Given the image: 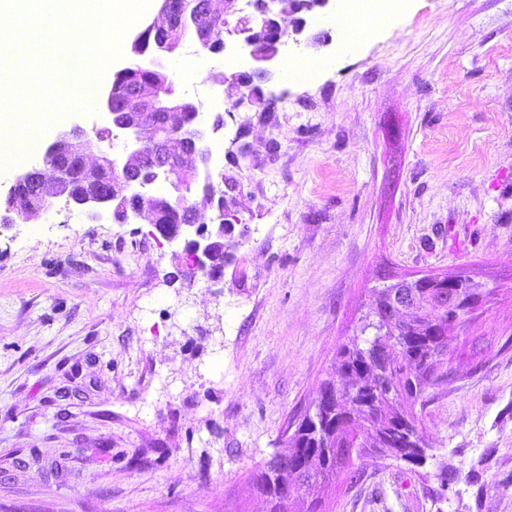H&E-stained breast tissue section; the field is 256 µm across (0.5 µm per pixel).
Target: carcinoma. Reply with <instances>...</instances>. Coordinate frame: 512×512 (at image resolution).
Listing matches in <instances>:
<instances>
[{
	"label": "carcinoma",
	"mask_w": 512,
	"mask_h": 512,
	"mask_svg": "<svg viewBox=\"0 0 512 512\" xmlns=\"http://www.w3.org/2000/svg\"><path fill=\"white\" fill-rule=\"evenodd\" d=\"M174 4L188 14V36L206 30L214 44L223 41L225 19L221 15L192 16L190 0H174ZM276 35L274 24L255 28V38L263 49L274 48ZM158 79L152 69L138 64L117 71L112 78V86L118 90L115 111L129 108L124 98L127 92ZM185 219L180 202L173 199L159 204L157 223L172 230ZM412 292L404 310L390 304L368 309L358 333L336 352V374L343 378L336 395L326 396L331 380H324L313 402L316 413L308 407L289 422L293 434L288 447L276 452L252 475L253 488L267 498L271 512H290L291 493L300 491L311 497L307 512H329L326 503L336 481L342 477L356 480L355 461L367 453L414 467L427 461V445L415 408L424 406L429 388L452 381L451 372L444 368L448 343H438L434 330L442 328L448 333L469 325L490 292L472 304L461 299L457 316L440 308L448 289L435 279L425 280ZM394 332L400 345L397 356L377 357L375 348L361 339L363 335L373 336L385 347ZM434 477L438 491L443 493L460 481V472L442 465Z\"/></svg>",
	"instance_id": "obj_1"
}]
</instances>
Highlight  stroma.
I'll use <instances>...</instances> for the list:
<instances>
[{
	"instance_id": "35a3bbf8",
	"label": "stroma",
	"mask_w": 512,
	"mask_h": 512,
	"mask_svg": "<svg viewBox=\"0 0 512 512\" xmlns=\"http://www.w3.org/2000/svg\"><path fill=\"white\" fill-rule=\"evenodd\" d=\"M237 29L167 62L222 100L210 175L245 234L220 282H170L182 245L108 212L0 227V512H264L249 477L381 277L461 271L494 294L426 394L430 458L363 456L333 510L512 512V0H408L355 55L288 44L259 103L227 64ZM442 463L483 491L431 498Z\"/></svg>"
}]
</instances>
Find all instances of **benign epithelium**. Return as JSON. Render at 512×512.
I'll use <instances>...</instances> for the list:
<instances>
[{"mask_svg": "<svg viewBox=\"0 0 512 512\" xmlns=\"http://www.w3.org/2000/svg\"><path fill=\"white\" fill-rule=\"evenodd\" d=\"M155 14L146 21L145 29L157 35L155 56L150 64L164 69L163 60L180 51L185 40L183 14L177 12L171 0H157ZM257 24L266 27L287 14L286 0H257ZM306 26L302 20L282 31L276 38L275 48L263 52L257 46L254 27L244 24L239 33L248 51L249 68L238 74L237 79L247 75L265 82L270 79L282 48L290 39L301 35ZM115 90L111 89L103 99L107 122L95 133L107 137L110 152L101 154L96 161L89 163L86 156L93 148V142L83 128L73 125L59 132L47 146L43 159H51L56 164L77 160L79 178L89 185V199L85 205L92 208V215H100V209L111 207V201L127 196L135 197V204L124 213V221H145L156 223L157 200L147 186L158 180L170 183L180 198L196 190L202 193L205 203L217 209L219 223H199L197 203L187 204L191 219L177 225L176 231L163 234L170 241H183L190 244L186 252L189 269L206 272L214 263V238L224 237V198L216 196L214 189L206 187L210 182L209 167L212 153L205 144V128L197 121L199 107L195 100L180 94L167 74L151 84L141 87L133 98L136 104H145L147 112H115L112 99ZM151 158L153 178L134 184L122 179L130 170L141 169L145 159ZM44 167H33L16 176L5 194L9 223L27 222L32 217L46 213L52 206V199L70 195V180L61 172L48 177ZM109 184V190L101 193L96 187Z\"/></svg>", "mask_w": 512, "mask_h": 512, "instance_id": "obj_1", "label": "benign epithelium"}]
</instances>
